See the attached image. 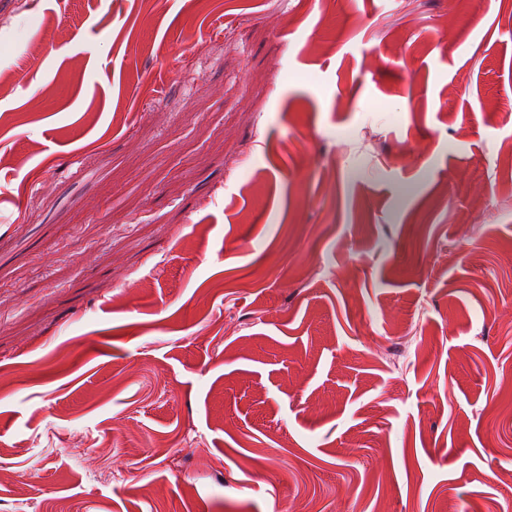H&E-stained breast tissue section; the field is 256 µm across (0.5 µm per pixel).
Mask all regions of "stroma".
<instances>
[{
    "label": "stroma",
    "instance_id": "1",
    "mask_svg": "<svg viewBox=\"0 0 512 512\" xmlns=\"http://www.w3.org/2000/svg\"><path fill=\"white\" fill-rule=\"evenodd\" d=\"M0 512H512V0H0Z\"/></svg>",
    "mask_w": 512,
    "mask_h": 512
}]
</instances>
